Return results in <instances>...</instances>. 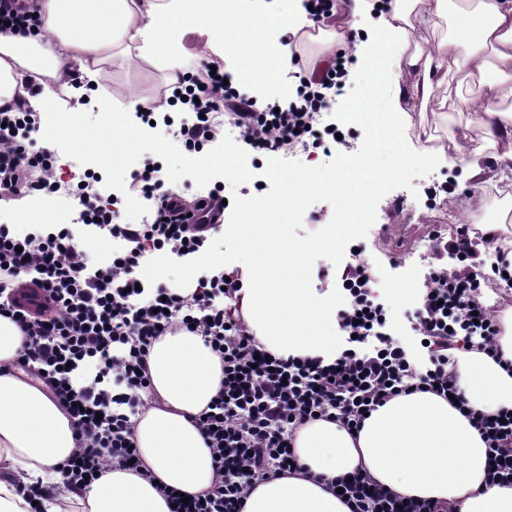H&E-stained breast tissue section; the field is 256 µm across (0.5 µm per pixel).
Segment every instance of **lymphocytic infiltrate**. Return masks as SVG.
Segmentation results:
<instances>
[{"label":"lymphocytic infiltrate","mask_w":512,"mask_h":512,"mask_svg":"<svg viewBox=\"0 0 512 512\" xmlns=\"http://www.w3.org/2000/svg\"><path fill=\"white\" fill-rule=\"evenodd\" d=\"M282 43L299 68L292 97L259 105L230 83L228 74L212 76L206 65L172 95V102L183 106L175 133L186 151L215 147L228 124L249 153L284 157L300 143L335 142L340 128L330 110L349 79L352 57L315 59L296 35L284 36ZM40 124L39 113L28 107L0 110V201L67 193L78 210L73 223L33 224L23 235L0 224V315L27 336L21 368L39 366L78 432L77 446L60 469L68 488L86 490L107 467H128L136 457L129 412L141 406L148 389L151 344L174 325L205 337L224 364V384L198 419L215 463L214 485L186 503L167 492L170 512H243L249 489L292 473L298 461L293 436L308 421L324 418L356 430L366 413L417 388L454 396L466 406L453 369L455 355L490 350L500 332L481 301L476 274L441 264L448 253L469 259L468 232L433 239L436 264L410 320L414 335L427 342L424 365L393 338L387 305L372 295L360 264L341 277L349 298L336 314L344 349L332 359L271 356L235 304L241 269L209 271L187 295L138 284L136 271L151 255L169 251L189 260L207 249L219 225H189L188 213L223 212L221 196L211 192L187 204L166 190L165 173L156 163L133 171L129 183L130 191L155 206V219L118 223L121 194H103L101 179L88 172L74 182L57 178L55 154L32 150L26 134ZM82 225L119 240L110 258L88 263L78 232ZM471 419L494 464L487 484L512 486V410H501L495 419L475 412ZM336 484L351 512H459L399 497L359 470Z\"/></svg>","instance_id":"obj_1"}]
</instances>
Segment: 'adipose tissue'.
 Segmentation results:
<instances>
[{
    "mask_svg": "<svg viewBox=\"0 0 512 512\" xmlns=\"http://www.w3.org/2000/svg\"><path fill=\"white\" fill-rule=\"evenodd\" d=\"M42 26L0 34V109L28 103L37 112L62 111V97L98 90L121 54L148 63L175 89L195 55L223 56L231 38L225 8L265 37L277 18L269 0H39ZM344 29L361 17L376 30L371 64L388 68L401 98L436 100L439 108L475 116L482 148L468 135L454 139L458 155L490 149L499 170L512 169V0H343ZM466 71L475 93L449 96L448 82ZM36 83L30 95L28 83ZM24 335L0 316V512H29L21 490L40 485V512H169L158 485L187 495L209 489L214 461L194 419L224 380L220 356L204 336L177 328L148 355L152 400L134 418V441L150 478L112 468L89 490L58 484L57 468L76 446L65 409L42 383L18 369ZM483 353H461L455 371L470 409L493 414L512 408V370ZM295 454L303 473L277 476L250 489L244 512H350L328 481L364 468L406 498L459 503L461 512H512V487L485 483L487 446L468 417L436 394L416 391L377 407L357 432L316 420L301 426Z\"/></svg>",
    "mask_w": 512,
    "mask_h": 512,
    "instance_id": "ef3b65f1",
    "label": "adipose tissue"
}]
</instances>
